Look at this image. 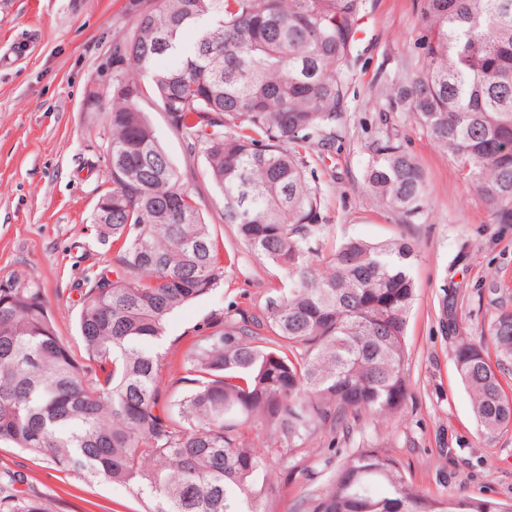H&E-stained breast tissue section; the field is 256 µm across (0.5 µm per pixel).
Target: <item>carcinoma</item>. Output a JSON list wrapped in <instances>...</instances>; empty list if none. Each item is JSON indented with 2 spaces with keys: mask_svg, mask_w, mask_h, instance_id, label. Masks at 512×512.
<instances>
[{
  "mask_svg": "<svg viewBox=\"0 0 512 512\" xmlns=\"http://www.w3.org/2000/svg\"><path fill=\"white\" fill-rule=\"evenodd\" d=\"M131 28L112 44L104 112L112 188L91 216L112 245L110 273L84 293V356L57 335L43 290L0 286V445L58 470L106 479L152 512H259L289 476L286 448L361 414L391 419L408 397L404 336L416 251L359 239L323 254L325 199L302 151L325 147L341 120V75L364 0H127ZM198 27L192 48L186 27ZM422 55L391 88L454 159L490 215L512 223V0H423ZM138 71L189 156L224 196V223L285 279L260 316L220 315L182 353L187 387L161 401L168 316L224 282V253L138 107ZM365 172L376 205L416 216L426 185L392 138ZM499 355L455 337L454 364L488 436L512 426V308L491 318ZM305 512H512V501L421 493L401 463L362 447Z\"/></svg>",
  "mask_w": 512,
  "mask_h": 512,
  "instance_id": "obj_1",
  "label": "carcinoma"
}]
</instances>
